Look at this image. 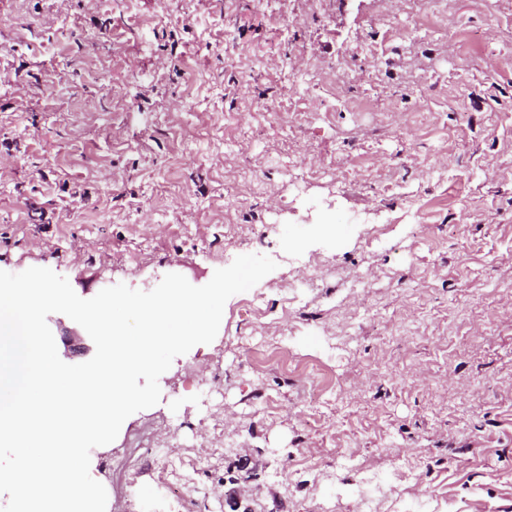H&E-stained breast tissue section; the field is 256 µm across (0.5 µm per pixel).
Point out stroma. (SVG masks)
<instances>
[{"label": "stroma", "mask_w": 512, "mask_h": 512, "mask_svg": "<svg viewBox=\"0 0 512 512\" xmlns=\"http://www.w3.org/2000/svg\"><path fill=\"white\" fill-rule=\"evenodd\" d=\"M245 254L93 452L106 512L167 447L183 512H356L365 471L376 512H512V0H0V270L89 299Z\"/></svg>", "instance_id": "obj_1"}]
</instances>
